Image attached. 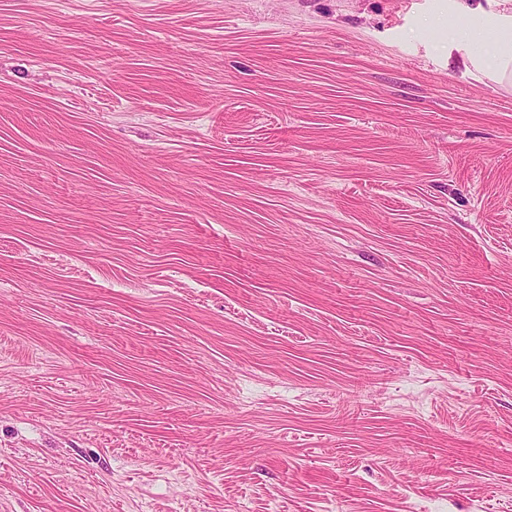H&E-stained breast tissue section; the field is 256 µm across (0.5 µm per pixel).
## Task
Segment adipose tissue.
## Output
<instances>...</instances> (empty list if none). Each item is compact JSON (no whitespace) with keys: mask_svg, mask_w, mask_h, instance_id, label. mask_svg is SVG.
<instances>
[{"mask_svg":"<svg viewBox=\"0 0 512 512\" xmlns=\"http://www.w3.org/2000/svg\"><path fill=\"white\" fill-rule=\"evenodd\" d=\"M460 13L468 16V24L455 28V40L468 43L472 52L469 65L478 72L488 73L490 78L501 84H512V15L485 11L482 7L458 4ZM500 46L494 64H486L484 48L487 45Z\"/></svg>","mask_w":512,"mask_h":512,"instance_id":"1","label":"adipose tissue"}]
</instances>
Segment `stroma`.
Masks as SVG:
<instances>
[{
	"instance_id": "obj_1",
	"label": "stroma",
	"mask_w": 512,
	"mask_h": 512,
	"mask_svg": "<svg viewBox=\"0 0 512 512\" xmlns=\"http://www.w3.org/2000/svg\"><path fill=\"white\" fill-rule=\"evenodd\" d=\"M451 2L0 0V512H512Z\"/></svg>"
}]
</instances>
